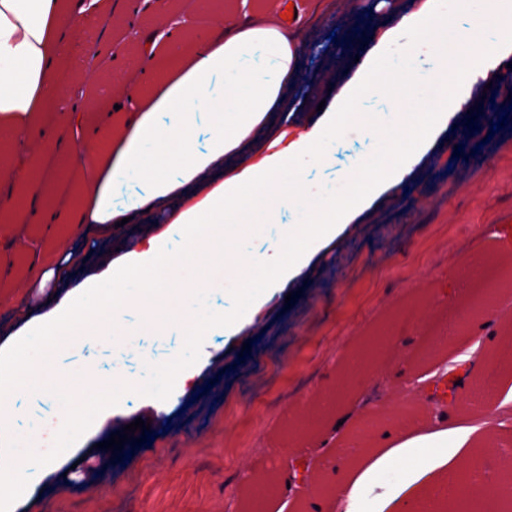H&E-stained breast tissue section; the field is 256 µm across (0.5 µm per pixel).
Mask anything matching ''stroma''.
<instances>
[{"label":"stroma","mask_w":512,"mask_h":512,"mask_svg":"<svg viewBox=\"0 0 512 512\" xmlns=\"http://www.w3.org/2000/svg\"><path fill=\"white\" fill-rule=\"evenodd\" d=\"M412 0H299L310 23L301 38L316 46L302 57L288 97L303 104L301 121L318 115L331 90L350 80L375 33L396 25ZM183 16L185 54L194 53L212 25L197 0H173ZM371 28L358 30L356 14ZM154 29L159 17L130 15L128 0H100L89 11L80 40L64 57L58 92L86 78V51L98 47L100 80L92 87L86 127L113 106L129 82L144 78L139 47L125 39L128 23ZM343 43L332 42V35ZM484 85L471 90L469 112L459 113L414 169L408 190H391L314 255L299 278L268 295L249 323L232 335L205 340L203 368L178 402L168 406L130 394L122 414L109 404L112 368L139 375L146 364L166 367L182 340L151 327L116 336L106 314L91 329H64L56 341L61 366L57 396L68 399L76 422L72 447L34 492H20L13 512H225L226 502L250 501L253 512H298L314 497L286 486L291 457L331 458L340 470L338 495L355 490L359 512H373L386 488L412 479L428 457L445 465L417 481L420 512H439L451 493L453 461L494 457L512 449V428L485 424L492 411L512 407V347L500 334L507 312L484 316L483 327L459 324L461 302L480 292L512 262V132L490 141L483 116ZM60 115L44 113L36 129L39 164L52 177L45 185L66 206L85 183L82 169L56 154ZM131 219L103 237L47 241L46 284H24L26 260L9 255L0 270V352L19 349L32 321L52 314L89 277H104L118 253L148 248L168 225ZM295 300H287V292ZM465 361L453 407L426 402L411 382H424L438 365ZM94 363V378L71 380L67 369ZM94 390L97 410L85 414L76 390ZM149 422L151 443L127 441L125 451L102 449L111 434L135 420ZM437 443L421 450L425 435ZM470 438L464 447L456 440Z\"/></svg>","instance_id":"35a3bbf8"}]
</instances>
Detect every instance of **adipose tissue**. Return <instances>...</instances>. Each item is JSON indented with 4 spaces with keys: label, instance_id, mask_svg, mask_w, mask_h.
<instances>
[{
    "label": "adipose tissue",
    "instance_id": "1",
    "mask_svg": "<svg viewBox=\"0 0 512 512\" xmlns=\"http://www.w3.org/2000/svg\"><path fill=\"white\" fill-rule=\"evenodd\" d=\"M85 12L83 0H0V128L14 142L9 185L26 187L22 203L15 206L22 224L32 217L49 230L58 224L57 214L46 210L48 176L35 162L30 139L41 114L53 105L51 78L78 40ZM465 13L473 21L462 32L455 20ZM140 51L154 68L153 78L146 85L128 86L132 110L120 135L92 156L66 138L56 141L58 153L92 172L78 202L69 207V228L77 234L92 225L107 231L130 213L165 208L184 196L188 185L215 172L226 176L178 212L167 236L113 263L105 281L86 282L56 315L27 331L16 370L0 372V416L13 411L17 391L34 400L53 391V383L39 378L38 371L60 324L86 325L103 302H110L117 327L132 313L149 323L154 307L162 305L169 312L167 329L182 336L202 341L218 331L229 335L237 330L268 294L296 278L327 240L407 181L450 119L466 106L474 84L496 81L502 61L512 56V0H421L380 35L354 77L337 89L314 122L263 154L249 149L256 132L273 115L297 110L286 92L304 44L293 30L251 21L228 27L219 17L201 51L185 56L179 45H172L164 68L154 66L150 39H142ZM396 84L427 102L425 111L405 118L397 112L377 115L381 125L408 120L400 147L391 149L389 139H378L371 154L357 158L347 181L322 194L313 192L307 171L330 165L331 146L339 132L352 128L355 109ZM162 115L167 118L163 125L158 122ZM201 127L210 131L203 145L195 137ZM376 166L379 176L370 177ZM284 212L311 225L305 243L297 242L294 225L279 224L276 241L253 249L249 237L278 224ZM220 283L236 308L214 316L201 309L199 298ZM174 358L180 369L167 378L163 391H156L151 379L134 382L119 372L113 384L123 394L173 399L195 366L192 354L180 350ZM54 461L36 451L0 457V472L32 491Z\"/></svg>",
    "mask_w": 512,
    "mask_h": 512
}]
</instances>
